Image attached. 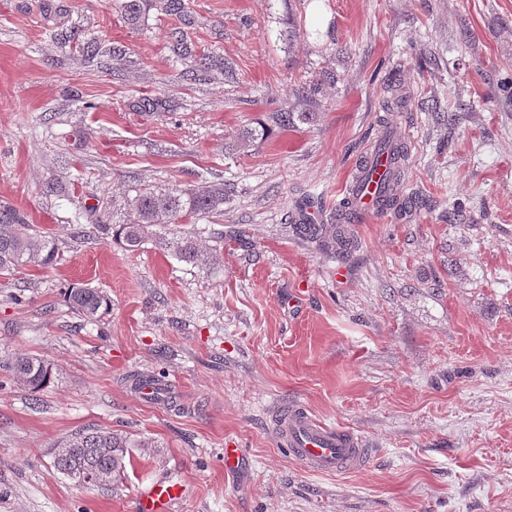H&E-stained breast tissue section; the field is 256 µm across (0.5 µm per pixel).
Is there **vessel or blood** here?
Instances as JSON below:
<instances>
[{
	"label": "vessel or blood",
	"mask_w": 512,
	"mask_h": 512,
	"mask_svg": "<svg viewBox=\"0 0 512 512\" xmlns=\"http://www.w3.org/2000/svg\"><path fill=\"white\" fill-rule=\"evenodd\" d=\"M378 187L369 182L351 192L350 204L357 213L378 212ZM277 434L285 452L317 472L352 470L362 465L366 452L358 440L345 430L316 420L297 405L282 410L277 422ZM186 493L180 481L167 478L149 482L139 492L137 512H171L173 503Z\"/></svg>",
	"instance_id": "1"
}]
</instances>
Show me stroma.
<instances>
[{
    "label": "stroma",
    "instance_id": "stroma-1",
    "mask_svg": "<svg viewBox=\"0 0 512 512\" xmlns=\"http://www.w3.org/2000/svg\"><path fill=\"white\" fill-rule=\"evenodd\" d=\"M187 2L178 60L177 17L132 30L114 0H0V205L59 252L0 275V512H135L168 477L187 488L173 512H512V0ZM74 29L126 58L88 60ZM202 54L231 75L189 80ZM154 95L170 111L136 110ZM259 122L270 136L238 150ZM387 133L408 150L403 205L348 222L355 253L329 258L293 231L297 206L332 223ZM134 180L223 184V216L191 225L220 262L91 236L86 207ZM75 284L109 310L75 313ZM20 353L52 369L38 393L8 370ZM141 376L169 399H139ZM294 403L358 436L364 465L283 454L274 417ZM87 426L128 439L113 489L53 467ZM66 301L79 315L94 319L101 310L110 306V299L95 288L88 286H72L66 292Z\"/></svg>",
    "mask_w": 512,
    "mask_h": 512
}]
</instances>
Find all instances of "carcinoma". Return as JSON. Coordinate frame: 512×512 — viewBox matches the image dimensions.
I'll list each match as a JSON object with an SVG mask.
<instances>
[{"instance_id": "carcinoma-1", "label": "carcinoma", "mask_w": 512, "mask_h": 512, "mask_svg": "<svg viewBox=\"0 0 512 512\" xmlns=\"http://www.w3.org/2000/svg\"><path fill=\"white\" fill-rule=\"evenodd\" d=\"M117 9L127 27L139 28L145 24L151 9L165 16L187 15L185 0H116ZM267 134L264 125L247 126L238 133L240 148L245 149ZM387 164L380 181L379 193L385 208L397 204L392 186L404 173L407 149L403 143L389 137L382 139L375 149L374 158H365L360 167ZM224 215V187L201 186L196 189L162 188L149 183H135L127 187L121 200H112V212H103L95 219L97 232L110 238L125 251H137L150 243L155 249L179 260L196 264L203 252L198 239L184 232H168L166 227ZM293 229L302 238L314 243L330 257L347 258L356 249V243L346 235L342 224H295ZM58 258L55 239L49 235L30 234L16 211L0 208V274L11 275L28 263L44 266ZM66 301L79 315L94 319L110 306V299L97 289L77 285L66 292ZM12 376L36 392L51 378L49 367L40 359L21 354L15 357ZM129 443L125 436L106 428H79L57 445L53 466L66 475L79 465L89 462L100 473L96 486L110 487L122 479L126 471Z\"/></svg>"}]
</instances>
